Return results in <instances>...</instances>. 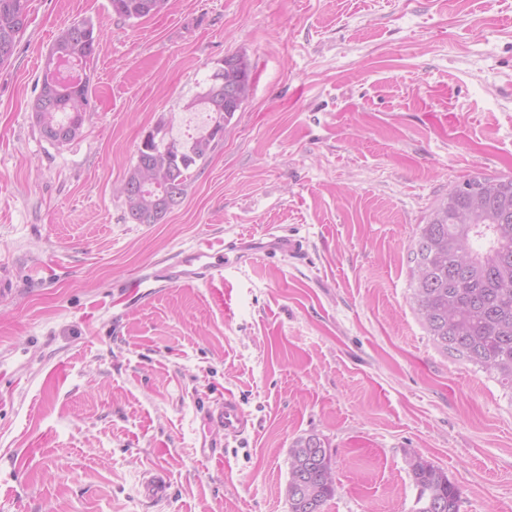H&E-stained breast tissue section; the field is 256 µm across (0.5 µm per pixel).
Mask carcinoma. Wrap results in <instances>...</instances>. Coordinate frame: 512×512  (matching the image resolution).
<instances>
[{
    "label": "carcinoma",
    "instance_id": "1",
    "mask_svg": "<svg viewBox=\"0 0 512 512\" xmlns=\"http://www.w3.org/2000/svg\"><path fill=\"white\" fill-rule=\"evenodd\" d=\"M168 0H110L112 12L142 19L161 12ZM29 0H0V65L11 60L27 27ZM98 46L93 24L74 21L58 34L32 105L42 137L84 122L90 108L86 71ZM222 81L206 82L189 107H201L208 124L187 140L166 138L160 125L143 141L123 180L124 204L137 224H156L144 200L186 195L191 170L209 158L235 113L224 108V84L252 71L246 56L218 65ZM410 303L436 346L497 376L512 389V177L474 175L448 191L420 225L412 245ZM420 496L415 512H459L460 489L448 475L419 456L408 461ZM335 492L324 443L297 439L289 451L286 489L289 512H322Z\"/></svg>",
    "mask_w": 512,
    "mask_h": 512
}]
</instances>
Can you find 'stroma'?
Listing matches in <instances>:
<instances>
[{
	"mask_svg": "<svg viewBox=\"0 0 512 512\" xmlns=\"http://www.w3.org/2000/svg\"><path fill=\"white\" fill-rule=\"evenodd\" d=\"M78 20L99 36L91 109L54 146L31 105ZM231 54L248 100L183 202L133 223L117 187L142 141ZM476 174L512 176V0H170L141 20L29 0L0 65V512H289L308 435L336 482L323 512H412L413 454L459 512H512V390L409 299L420 224ZM207 239L247 256L134 287ZM228 394L234 439L210 421ZM211 419L224 429V435H240L249 425L248 417L233 397L224 398V403L212 411Z\"/></svg>",
	"mask_w": 512,
	"mask_h": 512,
	"instance_id": "obj_1",
	"label": "stroma"
}]
</instances>
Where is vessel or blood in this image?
Segmentation results:
<instances>
[{
	"label": "vessel or blood",
	"instance_id": "obj_1",
	"mask_svg": "<svg viewBox=\"0 0 512 512\" xmlns=\"http://www.w3.org/2000/svg\"><path fill=\"white\" fill-rule=\"evenodd\" d=\"M236 248L237 245L233 242L225 246L210 242L197 244L189 254H179L168 259L160 271L141 276L139 284L148 288L154 281L162 278L174 283L206 279L221 271L226 251H233ZM211 418L225 434L231 436L244 433L249 425L246 414L232 397L225 398L223 403L217 405L211 413Z\"/></svg>",
	"mask_w": 512,
	"mask_h": 512
}]
</instances>
